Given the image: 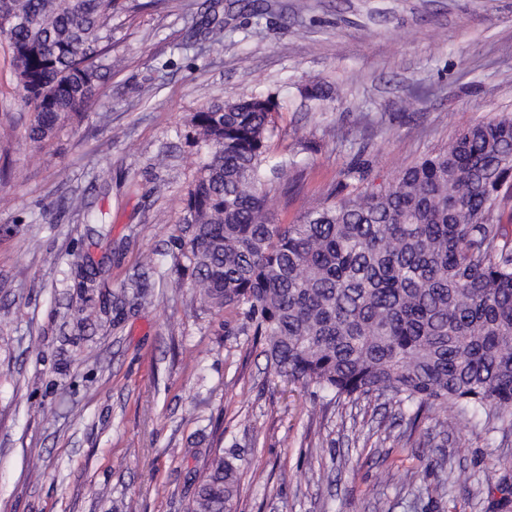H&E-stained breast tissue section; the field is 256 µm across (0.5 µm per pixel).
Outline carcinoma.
Here are the masks:
<instances>
[{
	"mask_svg": "<svg viewBox=\"0 0 512 512\" xmlns=\"http://www.w3.org/2000/svg\"><path fill=\"white\" fill-rule=\"evenodd\" d=\"M120 0H0V44L42 149L101 107ZM197 27L224 47L209 4ZM304 95L333 90L312 80ZM206 150L184 206L173 270L202 305L250 325L275 372L338 398L481 413L512 431V114L463 129L377 188L281 224L267 207L278 132L270 95L244 93L194 113ZM143 283L112 292V329L151 302ZM238 466L212 452L187 512H232Z\"/></svg>",
	"mask_w": 512,
	"mask_h": 512,
	"instance_id": "carcinoma-1",
	"label": "carcinoma"
}]
</instances>
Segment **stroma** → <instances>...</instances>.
Returning a JSON list of instances; mask_svg holds the SVG:
<instances>
[{
    "label": "stroma",
    "mask_w": 512,
    "mask_h": 512,
    "mask_svg": "<svg viewBox=\"0 0 512 512\" xmlns=\"http://www.w3.org/2000/svg\"><path fill=\"white\" fill-rule=\"evenodd\" d=\"M202 2L117 11L102 106L49 149L0 125V512H186L213 447L240 469L235 512H512V433L447 429L433 408L412 427L290 383L171 271L194 112L246 90L279 102L273 155L296 164L268 206L293 223L512 113V0H274L228 17L220 51L193 34ZM313 76L334 99L304 97ZM133 279L151 305L118 330L85 320Z\"/></svg>",
    "instance_id": "obj_1"
}]
</instances>
